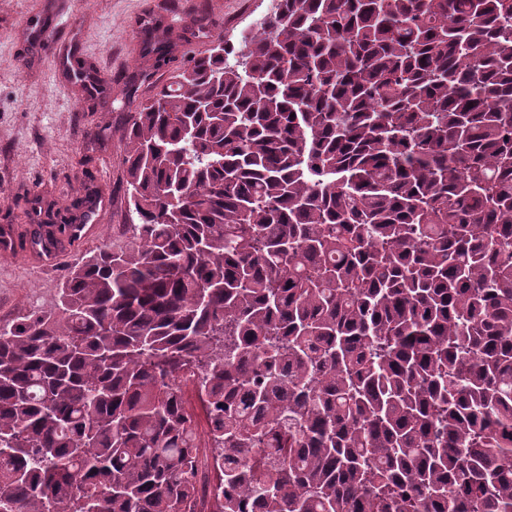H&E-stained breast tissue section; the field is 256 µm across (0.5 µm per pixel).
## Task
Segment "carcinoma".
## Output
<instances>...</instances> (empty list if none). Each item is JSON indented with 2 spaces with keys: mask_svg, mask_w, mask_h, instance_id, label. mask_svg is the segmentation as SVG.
<instances>
[{
  "mask_svg": "<svg viewBox=\"0 0 512 512\" xmlns=\"http://www.w3.org/2000/svg\"><path fill=\"white\" fill-rule=\"evenodd\" d=\"M123 184L0 323V512H194L186 371L220 512H512V0H277L126 113Z\"/></svg>",
  "mask_w": 512,
  "mask_h": 512,
  "instance_id": "obj_1",
  "label": "carcinoma"
}]
</instances>
